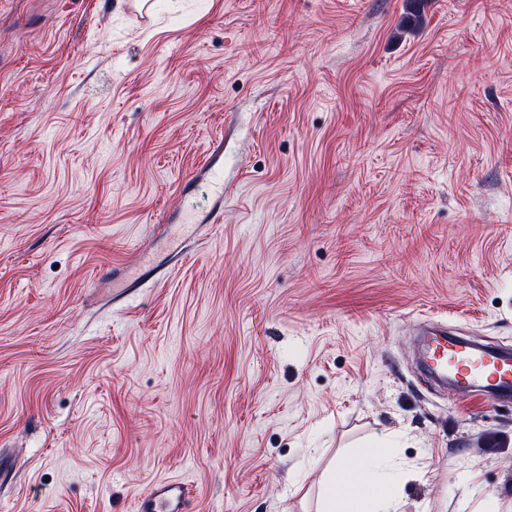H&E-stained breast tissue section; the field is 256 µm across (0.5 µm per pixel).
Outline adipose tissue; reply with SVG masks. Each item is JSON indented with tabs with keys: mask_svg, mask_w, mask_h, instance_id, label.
<instances>
[{
	"mask_svg": "<svg viewBox=\"0 0 512 512\" xmlns=\"http://www.w3.org/2000/svg\"><path fill=\"white\" fill-rule=\"evenodd\" d=\"M361 456L358 467L340 463L325 471L318 487V512H398V490L406 471L380 449H365ZM341 485L346 494H337Z\"/></svg>",
	"mask_w": 512,
	"mask_h": 512,
	"instance_id": "obj_1",
	"label": "adipose tissue"
}]
</instances>
